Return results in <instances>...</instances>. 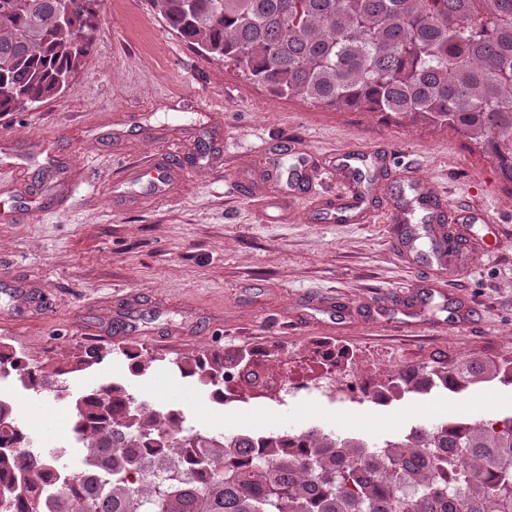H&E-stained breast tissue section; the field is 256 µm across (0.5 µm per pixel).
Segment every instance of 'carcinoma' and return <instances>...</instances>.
<instances>
[{
	"label": "carcinoma",
	"instance_id": "carcinoma-1",
	"mask_svg": "<svg viewBox=\"0 0 512 512\" xmlns=\"http://www.w3.org/2000/svg\"><path fill=\"white\" fill-rule=\"evenodd\" d=\"M97 0H0V116L62 95L101 24ZM197 53L273 94L451 129L512 183V0H149ZM222 350L175 365L224 402ZM36 392L38 367L0 348V379ZM512 384V359L406 368L374 386L462 392ZM86 448L71 467L0 399V512H512V416L418 425L369 445L317 427L253 437L202 433L127 384L75 401Z\"/></svg>",
	"mask_w": 512,
	"mask_h": 512
}]
</instances>
